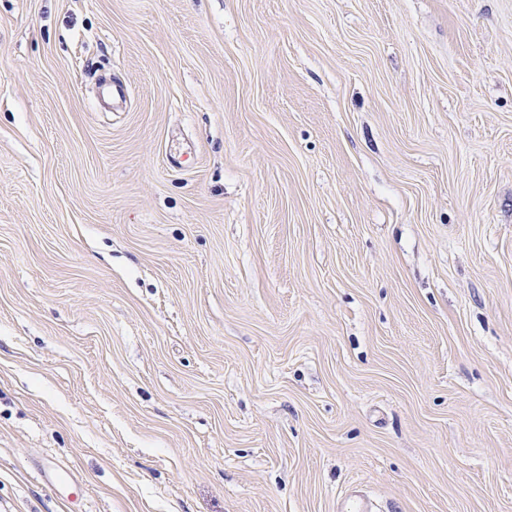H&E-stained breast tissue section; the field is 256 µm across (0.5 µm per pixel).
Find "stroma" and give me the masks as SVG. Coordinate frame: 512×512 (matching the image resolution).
Instances as JSON below:
<instances>
[{
    "label": "stroma",
    "mask_w": 512,
    "mask_h": 512,
    "mask_svg": "<svg viewBox=\"0 0 512 512\" xmlns=\"http://www.w3.org/2000/svg\"><path fill=\"white\" fill-rule=\"evenodd\" d=\"M51 466L512 512V0H0V512Z\"/></svg>",
    "instance_id": "obj_1"
}]
</instances>
